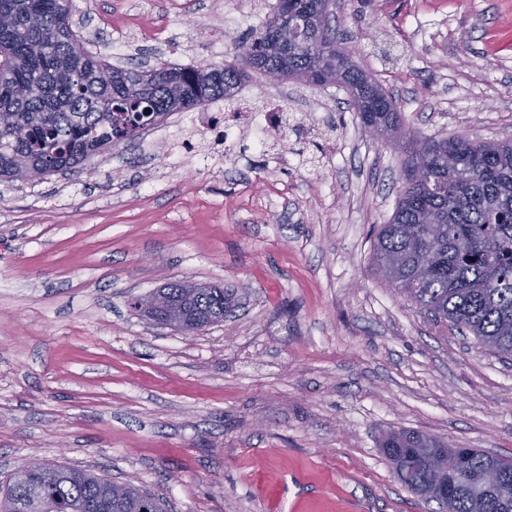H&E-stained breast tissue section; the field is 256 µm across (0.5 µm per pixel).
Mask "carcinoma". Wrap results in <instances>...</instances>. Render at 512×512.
<instances>
[{
    "label": "carcinoma",
    "mask_w": 512,
    "mask_h": 512,
    "mask_svg": "<svg viewBox=\"0 0 512 512\" xmlns=\"http://www.w3.org/2000/svg\"><path fill=\"white\" fill-rule=\"evenodd\" d=\"M325 0H277L263 24L233 45L234 62L115 67L89 52L73 28L71 0H0V177L43 179L90 155L136 139L154 117L231 100L248 71L272 80L340 83L351 90L363 129L405 153L394 213L379 228L376 271L404 299L462 336L512 357V142L467 134L424 138L403 124L395 101L355 63L331 25ZM111 72L103 82L99 73ZM159 288L181 302L195 327L224 319V289ZM380 446L411 492L432 482L427 457L444 463L440 512H512V460L456 448L405 429ZM25 485L13 479L0 512H142L148 492L120 497L86 470L54 467Z\"/></svg>",
    "instance_id": "1"
}]
</instances>
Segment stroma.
<instances>
[{
    "mask_svg": "<svg viewBox=\"0 0 512 512\" xmlns=\"http://www.w3.org/2000/svg\"><path fill=\"white\" fill-rule=\"evenodd\" d=\"M88 50L230 63L277 0H71ZM355 62L430 136L512 140V0H333ZM238 95L300 123L282 165L238 135L206 164L138 141L0 180V493L29 461L89 469L166 512H438L380 447L404 428L512 459V359L441 334L373 270L401 152L346 90L251 73ZM224 289L185 335L128 305Z\"/></svg>",
    "mask_w": 512,
    "mask_h": 512,
    "instance_id": "stroma-1",
    "label": "stroma"
}]
</instances>
